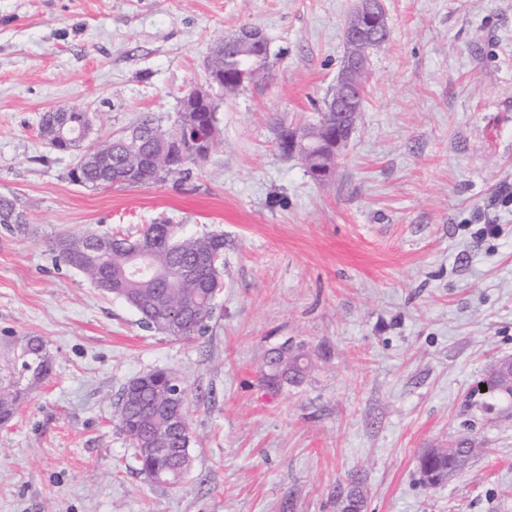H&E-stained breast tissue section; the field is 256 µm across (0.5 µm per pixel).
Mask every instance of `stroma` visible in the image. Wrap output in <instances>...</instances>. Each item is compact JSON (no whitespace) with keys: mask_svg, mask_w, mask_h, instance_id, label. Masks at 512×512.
Segmentation results:
<instances>
[{"mask_svg":"<svg viewBox=\"0 0 512 512\" xmlns=\"http://www.w3.org/2000/svg\"><path fill=\"white\" fill-rule=\"evenodd\" d=\"M366 103L333 177L283 152L317 120L355 0H0V366L41 337L51 375L0 423V512H512V403L477 382L512 357V0H384ZM270 42L267 78L222 100L221 138L190 181L89 188L50 151L42 112L78 108L98 140L141 114L174 118L214 45ZM165 221L224 235V288L205 335L149 332L124 301L55 264L59 232ZM306 356L267 390L271 349ZM172 370L190 399L191 467L138 470L116 426L122 388ZM480 446L447 483L418 459ZM18 199L0 196V224L10 232H25L28 218Z\"/></svg>","mask_w":512,"mask_h":512,"instance_id":"35a3bbf8","label":"stroma"}]
</instances>
